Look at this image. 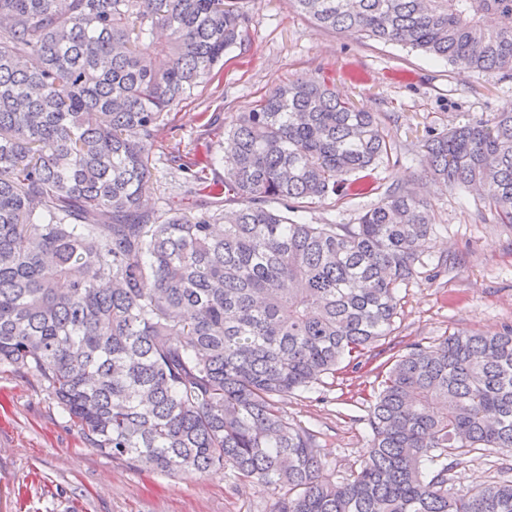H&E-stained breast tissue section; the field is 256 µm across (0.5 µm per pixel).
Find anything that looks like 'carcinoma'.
Returning <instances> with one entry per match:
<instances>
[{
	"mask_svg": "<svg viewBox=\"0 0 512 512\" xmlns=\"http://www.w3.org/2000/svg\"><path fill=\"white\" fill-rule=\"evenodd\" d=\"M315 29L512 75V0H292ZM233 0H0V365L38 373L91 448L165 475L230 468L285 488L270 512H512V481L448 490L478 448L512 453V328L386 363L359 468L322 477L278 399L392 332L434 216L409 186L356 224H307L389 157L386 115L316 77L224 130V202L147 204L174 105L242 39ZM157 27L169 40L154 42ZM439 184L512 224V106L431 134Z\"/></svg>",
	"mask_w": 512,
	"mask_h": 512,
	"instance_id": "carcinoma-1",
	"label": "carcinoma"
}]
</instances>
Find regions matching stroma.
I'll return each instance as SVG.
<instances>
[{"mask_svg": "<svg viewBox=\"0 0 512 512\" xmlns=\"http://www.w3.org/2000/svg\"><path fill=\"white\" fill-rule=\"evenodd\" d=\"M240 4L249 18L241 45L225 56L211 82L172 108L159 135L149 205L161 214L223 209L224 167L215 158L225 126L277 85L319 76L343 97L386 114L392 151L387 162L363 173L359 194L307 205L303 221L356 223L377 202L379 189L391 184L414 186L436 219L416 276L399 292L391 335L356 364L280 399L288 420L319 433L322 475L337 481L363 458L377 373L392 355L457 331L493 334L512 325V224L482 210L475 193L428 180L421 150L431 130L512 106V77L463 71L399 45L315 30L289 0ZM176 144L207 164L204 183L189 185L170 162ZM511 474L512 453L483 448L451 472L450 485L465 491ZM275 497L230 469L166 476L116 462L84 443L40 376L0 366V512H270Z\"/></svg>", "mask_w": 512, "mask_h": 512, "instance_id": "35a3bbf8", "label": "stroma"}]
</instances>
